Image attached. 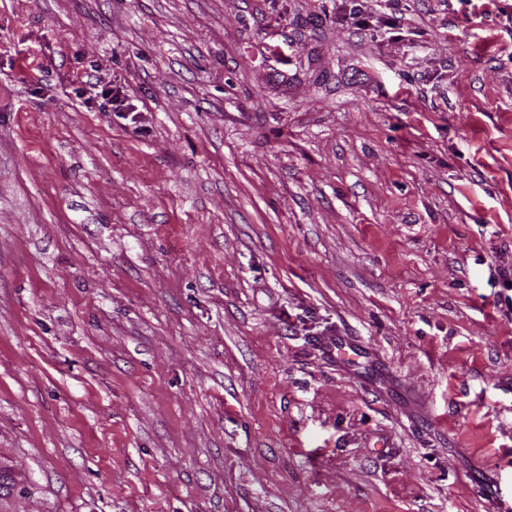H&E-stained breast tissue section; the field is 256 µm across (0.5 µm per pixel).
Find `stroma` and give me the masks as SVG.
Masks as SVG:
<instances>
[{"label": "stroma", "instance_id": "stroma-1", "mask_svg": "<svg viewBox=\"0 0 512 512\" xmlns=\"http://www.w3.org/2000/svg\"><path fill=\"white\" fill-rule=\"evenodd\" d=\"M510 280L512 0H0L19 512L512 504ZM96 94H101L103 99L101 106H104L107 112H113V115L119 119H130L132 123H136L135 105L129 101L122 87L112 84V88L106 90L102 87L101 92Z\"/></svg>", "mask_w": 512, "mask_h": 512}]
</instances>
